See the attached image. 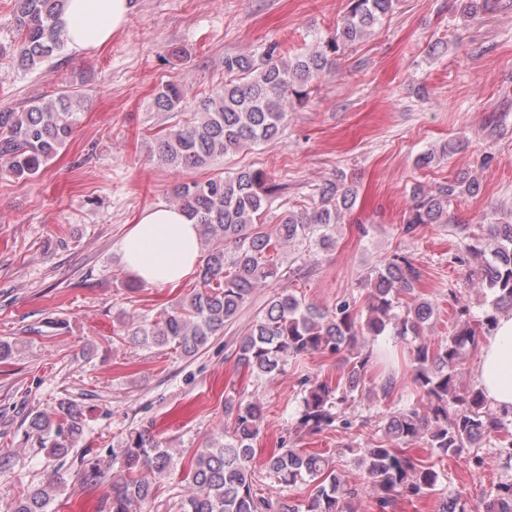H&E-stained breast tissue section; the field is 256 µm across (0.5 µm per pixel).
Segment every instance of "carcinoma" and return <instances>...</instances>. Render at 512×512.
I'll list each match as a JSON object with an SVG mask.
<instances>
[{"instance_id":"carcinoma-1","label":"carcinoma","mask_w":512,"mask_h":512,"mask_svg":"<svg viewBox=\"0 0 512 512\" xmlns=\"http://www.w3.org/2000/svg\"><path fill=\"white\" fill-rule=\"evenodd\" d=\"M395 0H348L336 33L312 50L286 61L279 43L266 46L257 56L224 55V83L196 101L191 116L168 129L157 141L155 156L174 171L208 167L229 153L250 149L280 137L288 107L301 104L310 85L330 70L348 46L382 23ZM66 0H13L16 38L9 51L18 69L31 72L59 53L64 45L57 17ZM82 93L75 84L48 101L35 100L21 112L0 111V164L18 180L36 178L65 146L79 121ZM183 85L172 80L154 96L162 112L185 109ZM479 188L477 182L455 179L425 195L414 189L403 231L420 224L448 223V206ZM284 185L270 174L240 168L178 184L176 206L198 225L207 256L198 271L196 289L187 299L144 320L131 333L148 347H172L193 357L224 327L235 322L250 304L252 293L269 279L295 277L296 269L317 262L321 251L336 244V224L355 204L354 188L342 181L319 188L313 207L289 210L275 233L264 228L271 201ZM462 256L476 265L477 277L490 295L479 319L462 304L456 310V327L448 340L435 347L420 343L411 351L413 400L381 420V437L366 447L349 446L353 464L363 471L360 488L347 485L333 460L281 442L265 462L278 483L291 487L313 485L302 501L272 499L258 493L255 480L254 442L264 424L263 406L253 400L225 404L234 416L232 433L206 440L197 449L185 473L187 491L177 503L178 512H352L351 500L373 499L379 512H389L397 498L418 499L435 488L440 473L408 453L424 442L439 458L458 455L468 448H496L512 468V411L493 407L475 386L460 384L459 367L466 352L478 350L484 337L495 330L500 315L512 313V222L488 225L480 238L459 228ZM295 247L288 266L279 262V249ZM422 273L412 260L395 253L384 264L367 270L366 311L357 300L344 298L331 307L318 308L295 292L271 297L241 337L238 363L258 377L278 373L311 352L338 355L343 374L336 382L304 379L296 428L315 434L353 427L347 410L363 393L365 377L380 354L370 343L380 336H416L434 315L431 301L402 305L401 297L414 293ZM425 400L428 410L419 408ZM83 413L71 400L50 411L37 412L27 434L37 436L61 455L83 430ZM112 462L120 465L112 478L107 512H145L155 497L154 479L176 467L174 454L145 430L131 429L121 446L112 449ZM62 478L32 488L14 503L11 512H49L50 490ZM440 512H512V480L495 486L474 505L460 490L444 496Z\"/></svg>"}]
</instances>
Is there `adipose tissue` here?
I'll return each instance as SVG.
<instances>
[{
    "label": "adipose tissue",
    "instance_id": "obj_1",
    "mask_svg": "<svg viewBox=\"0 0 512 512\" xmlns=\"http://www.w3.org/2000/svg\"><path fill=\"white\" fill-rule=\"evenodd\" d=\"M130 0H67L59 25L68 50L82 54L107 44L125 24ZM124 266L155 286L177 282L199 262L198 227L181 210L146 209L119 243ZM474 381L492 406L512 409V317L485 337Z\"/></svg>",
    "mask_w": 512,
    "mask_h": 512
}]
</instances>
